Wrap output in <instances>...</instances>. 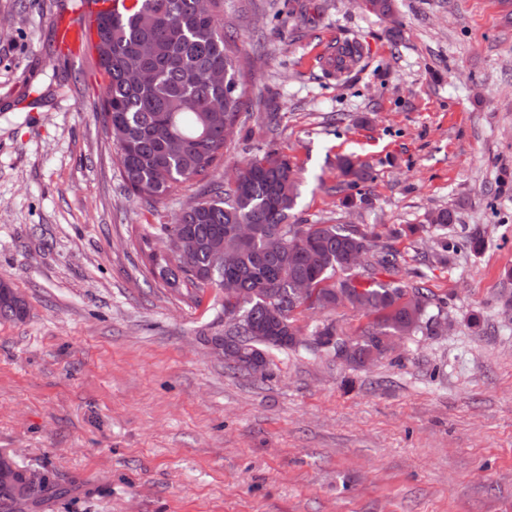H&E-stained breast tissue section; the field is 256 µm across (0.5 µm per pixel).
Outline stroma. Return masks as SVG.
<instances>
[{"label": "stroma", "instance_id": "stroma-1", "mask_svg": "<svg viewBox=\"0 0 512 512\" xmlns=\"http://www.w3.org/2000/svg\"><path fill=\"white\" fill-rule=\"evenodd\" d=\"M289 2L224 0L251 99L224 163L286 154L293 223L394 246L450 328L366 368L301 345L228 372L217 290L173 291L135 250L189 194L129 199L96 52L54 50L74 0H0V279L28 303L0 320V452L59 482L50 512H512V0ZM346 40L360 62L328 72ZM345 157L373 173L351 208Z\"/></svg>", "mask_w": 512, "mask_h": 512}]
</instances>
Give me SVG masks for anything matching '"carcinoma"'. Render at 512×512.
Wrapping results in <instances>:
<instances>
[{
  "mask_svg": "<svg viewBox=\"0 0 512 512\" xmlns=\"http://www.w3.org/2000/svg\"><path fill=\"white\" fill-rule=\"evenodd\" d=\"M365 11L381 18L394 13V0H368ZM224 0H113L112 11L96 17L94 48L104 76L102 116L115 145L117 162L127 192L151 205L197 182H206L204 197L183 208L173 224H150L138 239L142 263L152 276L170 288L203 292L213 287L211 277L215 242L235 264L224 267V281H233L240 293H224V310L242 307L245 324L267 344L249 337L247 330L225 331L228 344L288 350L287 340L301 328L292 312L293 284L304 281L309 310L349 307L372 318L357 340L335 322L314 327L312 348L341 359L347 343L355 356L378 352L391 336L432 334L440 316L429 312L432 296L422 282L403 280V259L389 244L348 224H290L299 196L288 156L276 149H261L237 168L231 182L215 175L229 148L227 134L244 107L239 53L232 35L217 20ZM362 57L358 42L335 47L337 71L357 64ZM142 65L148 76L129 79V71ZM224 71V81L205 78L211 70ZM347 185L355 188L371 179L370 167L350 159L339 161ZM251 224L254 237L236 240L231 230ZM187 234L197 250L186 259L156 264V239ZM302 243L304 254L288 256V243ZM370 253L366 268L353 269L350 256ZM379 273L387 281L376 278ZM28 312L24 297L0 280V318L22 320ZM29 469L0 455V512H22V503L38 509L56 495L49 475L33 483Z\"/></svg>",
  "mask_w": 512,
  "mask_h": 512,
  "instance_id": "1",
  "label": "carcinoma"
}]
</instances>
